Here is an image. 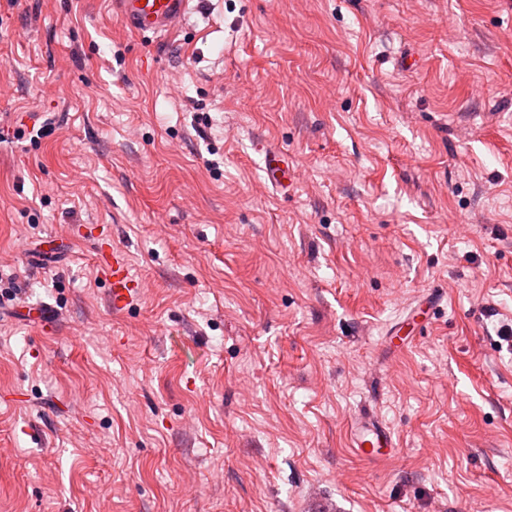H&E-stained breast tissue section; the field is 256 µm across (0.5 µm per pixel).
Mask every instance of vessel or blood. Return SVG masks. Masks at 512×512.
<instances>
[{
  "instance_id": "vessel-or-blood-1",
  "label": "vessel or blood",
  "mask_w": 512,
  "mask_h": 512,
  "mask_svg": "<svg viewBox=\"0 0 512 512\" xmlns=\"http://www.w3.org/2000/svg\"><path fill=\"white\" fill-rule=\"evenodd\" d=\"M194 0H112L117 19L130 30L139 34H170L188 17ZM267 175L278 187L288 184V168L281 154L267 149L264 155ZM97 258L110 283L112 308L122 311L135 301L141 291L133 278L125 256L112 245L100 244ZM351 445L358 455L371 460L382 449L393 447L391 429L378 417L365 415L354 420L350 427Z\"/></svg>"
}]
</instances>
